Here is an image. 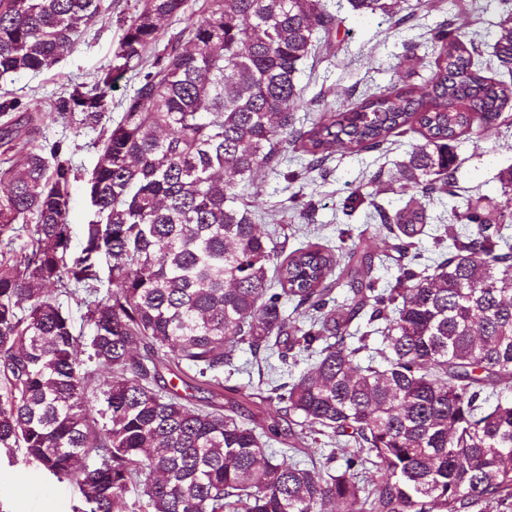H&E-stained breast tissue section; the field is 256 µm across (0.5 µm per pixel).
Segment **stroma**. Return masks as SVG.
<instances>
[{"label": "stroma", "mask_w": 512, "mask_h": 512, "mask_svg": "<svg viewBox=\"0 0 512 512\" xmlns=\"http://www.w3.org/2000/svg\"><path fill=\"white\" fill-rule=\"evenodd\" d=\"M143 0H114L112 20L86 32L75 49L48 74H17L0 78V94L12 93L20 103V116L45 112L49 104L63 93L71 82L93 83L97 74L112 62L113 52L122 35V22L135 15ZM343 21L334 32L329 49H322L300 67L298 84L311 112L325 108L345 110L359 102L363 94L381 92L406 85L421 86V66L406 59L407 46H414L417 55L431 52L429 38L442 21L439 12L419 13L411 23L391 28L378 15H362L343 8ZM149 62L133 63L115 74L107 93L108 109L104 121L117 119L125 101L133 95L140 77L149 71ZM505 121L492 136L478 139L465 135L453 144L458 158L456 172L457 196L426 202L428 214L426 233L419 243L425 258L439 255L434 244L436 235L449 224L451 208L461 198H479L483 202L500 199L498 176L512 167V103L503 112ZM98 131L53 123L42 128L36 143L45 146L64 140L66 154L71 158L78 179L71 188L67 222L71 224L73 246H80L81 230L92 217L86 180L94 168L97 151L94 143ZM417 133L396 137L387 148L361 153H336L323 170L307 172L291 149L281 153L276 172H262L246 194L253 210L262 213L265 228L275 229V242L295 247L300 243L317 242L338 245L340 230H348L352 242L375 253L391 251L393 241L379 231L373 219V208L363 205L352 214H344L343 200L352 192L369 193L387 211L399 208L404 198L397 188L400 165L414 144ZM303 193L313 200L311 218L300 216L290 197ZM78 495L74 481L57 479L34 465L25 463L22 455L0 456V512H70Z\"/></svg>", "instance_id": "obj_1"}]
</instances>
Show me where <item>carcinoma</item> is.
Segmentation results:
<instances>
[{
  "label": "carcinoma",
  "instance_id": "carcinoma-1",
  "mask_svg": "<svg viewBox=\"0 0 512 512\" xmlns=\"http://www.w3.org/2000/svg\"><path fill=\"white\" fill-rule=\"evenodd\" d=\"M348 3L398 27L442 12L421 87L366 93L298 128L299 67L338 21L325 0H144L92 86L70 85L23 128L11 117L19 101L0 102V241L30 239L0 258V449L75 480L72 512H472L482 502L512 512V243L500 230L512 224V167L499 174L502 201L454 211L473 229L449 238L433 273L409 263L388 288L358 245L343 264L341 249L319 243L282 254L242 201L286 145L315 171L410 131L422 142L401 164L402 194L451 196L450 143L492 134L512 101V81L484 75L470 50L480 31L454 26L459 0ZM186 14L188 35L101 133L77 251L65 220L75 169L62 145L33 134L47 119L96 126L112 73L145 59L160 21ZM110 18L112 0H0V76L53 71ZM493 49L512 76V10ZM366 202L406 255L425 207L412 196L390 214L355 193L343 209ZM342 285L350 295L338 304ZM76 294L87 344L60 302ZM290 303L305 323L284 314ZM244 346L310 362L250 394L274 407L263 420L240 411L235 389L222 406L198 405L159 385L165 367L222 389ZM89 362L107 371L104 384ZM313 426L346 438L343 468L335 451L309 447Z\"/></svg>",
  "mask_w": 512,
  "mask_h": 512
}]
</instances>
